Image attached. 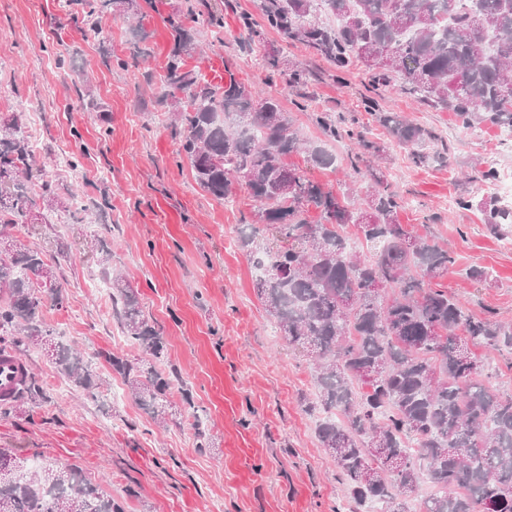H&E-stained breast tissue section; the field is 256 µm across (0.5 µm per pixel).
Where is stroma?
Segmentation results:
<instances>
[{
	"label": "stroma",
	"mask_w": 512,
	"mask_h": 512,
	"mask_svg": "<svg viewBox=\"0 0 512 512\" xmlns=\"http://www.w3.org/2000/svg\"><path fill=\"white\" fill-rule=\"evenodd\" d=\"M183 0H155L136 42L133 19L105 15L100 31L65 0H0V113L20 112L44 178L66 209L47 211L14 236L40 249L62 277L66 300L46 319L88 364L97 397L64 386L44 346H16L29 371L47 389L41 405L23 404L0 417V448L20 458L41 456L82 470L127 512H349L345 485L315 434L316 418L303 410L315 391L314 372L284 344L257 297L256 275L240 246L253 209L245 187L219 200L197 185L177 155L158 77L169 51L164 17ZM224 14L222 42L207 28L197 38L200 68L223 83L233 72L262 96L278 98L303 136L321 143L315 122L357 117L366 139L386 146L374 163H354L355 142L330 143L334 167H308L311 179L356 199L380 170L399 197L398 220L420 236L447 244L456 263L443 283L478 315L512 321V248L485 224L483 203L494 198L487 170H512V142L503 126L463 125L457 113L430 107L394 85L372 86L362 68L335 65L276 32L249 41L242 16L260 22L256 0H206ZM145 60L131 66L134 50ZM278 52L284 70L307 72L305 84H269L260 59ZM152 81H145V72ZM103 111L89 112L87 101ZM305 102L295 110V102ZM401 113L435 133L426 152L440 161L415 164L377 115ZM68 155L79 170L58 169ZM485 270L478 282L469 269ZM124 274L140 297L150 325L162 332L165 370L175 376L164 426L132 399L111 360L142 359L116 336L111 296L90 288ZM191 403H184L181 389Z\"/></svg>",
	"instance_id": "obj_1"
}]
</instances>
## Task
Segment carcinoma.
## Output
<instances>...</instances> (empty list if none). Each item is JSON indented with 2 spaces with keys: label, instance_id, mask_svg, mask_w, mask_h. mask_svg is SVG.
I'll return each instance as SVG.
<instances>
[{
  "label": "carcinoma",
  "instance_id": "1",
  "mask_svg": "<svg viewBox=\"0 0 512 512\" xmlns=\"http://www.w3.org/2000/svg\"><path fill=\"white\" fill-rule=\"evenodd\" d=\"M82 6L86 25L98 29L111 10L137 19L139 0H67ZM263 27L243 25L256 37L273 30L348 70L365 69L373 81L396 79L403 92L434 108L451 109L466 126L490 120L512 129V9L504 0H260ZM327 11L336 27L319 25ZM224 30L221 12L186 0L183 16L169 19L172 47L164 67L163 101L198 185L213 197L231 198L246 187L254 211L241 247L264 268L257 296L289 348L314 365L316 390L304 411L321 414L320 446L346 485L351 512H409L408 501L427 477L431 492L419 512H512V394L487 383L472 347L512 351V322L466 312L441 279L454 257L439 241L398 222V195L378 179L356 206L309 179L288 162L296 154L317 168L336 163L326 144L313 145L293 128L273 97L257 104L252 88L234 74L213 85L196 66L197 29ZM398 64L373 63L383 52ZM379 123L413 160L436 136L397 112ZM323 136H343L366 155L383 149L365 139L351 119L342 129L330 115L316 117ZM63 206L37 167L20 116L0 114V343L23 335L33 343L51 335L42 310L59 307V279L48 281L43 253L9 229ZM315 212L316 218L309 219ZM496 227L512 216L499 204L484 212ZM352 225L370 246L360 257L341 230ZM112 304L121 306V331L144 353L160 359V330L143 318L137 292L122 274L112 276ZM58 370L96 397L81 356L64 345L50 350ZM132 398L153 421L165 422L172 381L164 370H146L112 359ZM22 399L48 401L28 377ZM0 512H126L96 481L74 467L30 464L0 449Z\"/></svg>",
  "mask_w": 512,
  "mask_h": 512
}]
</instances>
